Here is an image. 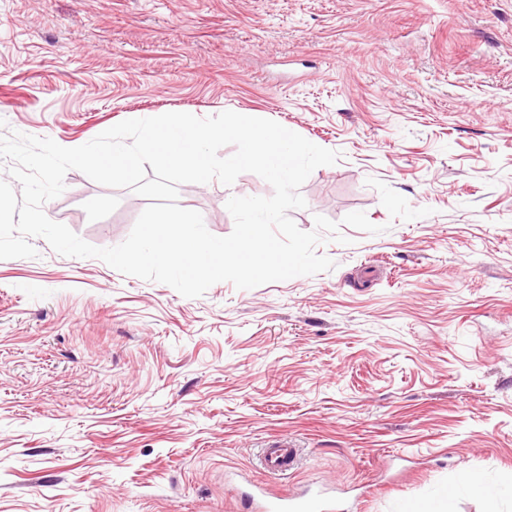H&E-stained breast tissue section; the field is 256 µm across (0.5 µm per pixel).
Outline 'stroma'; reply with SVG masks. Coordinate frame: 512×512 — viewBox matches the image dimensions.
<instances>
[{
	"mask_svg": "<svg viewBox=\"0 0 512 512\" xmlns=\"http://www.w3.org/2000/svg\"><path fill=\"white\" fill-rule=\"evenodd\" d=\"M225 111L339 152L290 213L340 223L335 269L186 298L40 237L0 260V512H249L236 471L512 512V0H0V135ZM271 193L177 202L222 237L226 196ZM147 204L73 169L43 209L112 247ZM282 437L302 463L267 474Z\"/></svg>",
	"mask_w": 512,
	"mask_h": 512,
	"instance_id": "stroma-1",
	"label": "stroma"
}]
</instances>
